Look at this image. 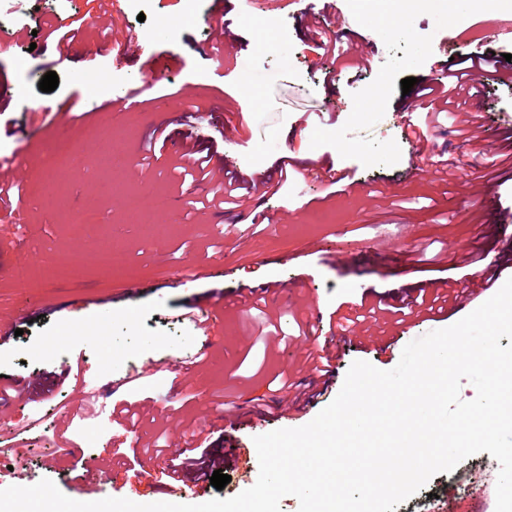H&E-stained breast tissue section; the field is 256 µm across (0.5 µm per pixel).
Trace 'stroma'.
<instances>
[{"label":"stroma","mask_w":512,"mask_h":512,"mask_svg":"<svg viewBox=\"0 0 512 512\" xmlns=\"http://www.w3.org/2000/svg\"><path fill=\"white\" fill-rule=\"evenodd\" d=\"M0 30V158L21 167L22 224L0 222V489L52 480L77 500L148 498L200 504L253 486L256 436L309 423L339 393L353 361L394 368L404 347L449 327L482 305L450 301L439 314L405 316L388 329L389 346L369 340L359 315L433 295L436 285L512 276V260L490 227L512 211V89L493 68L477 75L480 138L465 140L452 120L430 127L426 149L404 136L402 79H442L444 62L479 51L512 53V39L448 38L482 20L480 9L448 23L438 0L384 26L386 0H16ZM112 14L102 35L100 17ZM183 15L185 24L162 27ZM80 29L58 43L51 27ZM236 49L216 51L215 27ZM265 45H258V33ZM133 37V51L114 41ZM335 41V55L320 42ZM367 66L350 68L356 53ZM56 72L57 88L39 82ZM111 72L88 86L80 72ZM137 110L116 114L130 89ZM111 125L112 137L100 136ZM168 140L152 168L139 164L155 129ZM212 153L211 164L247 178L287 166L278 193L257 196L252 214L217 215L207 205L217 181L182 180L176 144L185 138ZM80 158L56 167L60 145ZM446 150L458 178L434 179L432 152ZM340 180L323 181L326 169ZM255 211V212H256ZM102 215V224H83ZM112 242L123 267L101 265L91 250ZM486 251L500 269L467 261ZM25 263L40 286L21 295L12 271ZM221 316L206 341L199 303ZM333 350L335 376L309 402L273 404L279 374L308 376L307 350ZM69 370L65 381L56 373ZM41 384L32 398L14 385ZM97 390L96 403L87 394ZM150 411L136 432L123 407ZM232 429L239 454L216 489L196 468L187 489L169 490L160 463L185 449H224ZM435 512H473L453 474L433 476L413 497Z\"/></svg>","instance_id":"obj_1"}]
</instances>
